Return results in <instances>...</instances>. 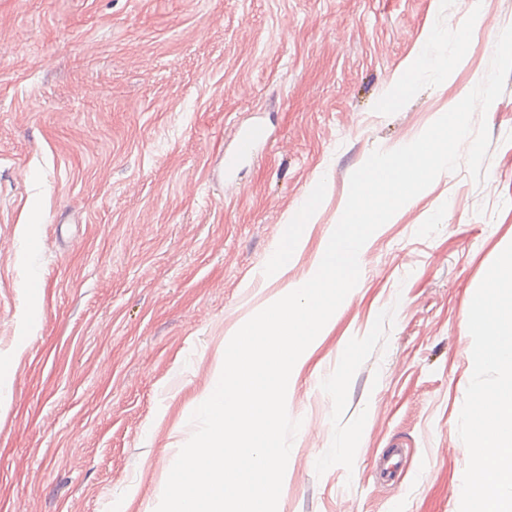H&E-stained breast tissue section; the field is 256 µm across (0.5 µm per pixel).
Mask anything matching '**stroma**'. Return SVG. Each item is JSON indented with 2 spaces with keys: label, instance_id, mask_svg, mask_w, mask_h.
<instances>
[{
  "label": "stroma",
  "instance_id": "35a3bbf8",
  "mask_svg": "<svg viewBox=\"0 0 512 512\" xmlns=\"http://www.w3.org/2000/svg\"><path fill=\"white\" fill-rule=\"evenodd\" d=\"M510 25L512 0H0V512H155L231 337ZM486 121L484 179L441 173L380 227L294 366L278 512H459L464 315L512 243V77ZM252 124L269 140L225 178Z\"/></svg>",
  "mask_w": 512,
  "mask_h": 512
}]
</instances>
